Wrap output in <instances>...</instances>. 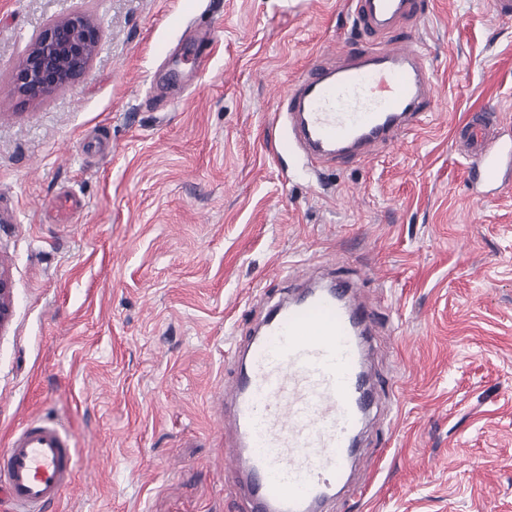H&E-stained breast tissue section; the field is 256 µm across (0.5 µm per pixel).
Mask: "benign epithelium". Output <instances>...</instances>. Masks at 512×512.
Returning <instances> with one entry per match:
<instances>
[{
  "label": "benign epithelium",
  "mask_w": 512,
  "mask_h": 512,
  "mask_svg": "<svg viewBox=\"0 0 512 512\" xmlns=\"http://www.w3.org/2000/svg\"><path fill=\"white\" fill-rule=\"evenodd\" d=\"M100 32L81 15L52 20L35 37L12 75L13 91L39 101L82 78L93 59ZM9 279L0 271V325L10 313Z\"/></svg>",
  "instance_id": "benign-epithelium-1"
}]
</instances>
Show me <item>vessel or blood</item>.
<instances>
[{"label":"vessel or blood","mask_w":512,"mask_h":512,"mask_svg":"<svg viewBox=\"0 0 512 512\" xmlns=\"http://www.w3.org/2000/svg\"><path fill=\"white\" fill-rule=\"evenodd\" d=\"M366 40L342 64L316 60L281 90L276 110L310 164L365 156L420 125L435 102L423 54L385 33L406 17L423 20L417 0H352ZM470 161L468 180L485 196L512 181V137L494 115L457 129ZM353 283L329 282L270 308L243 350L237 379L217 395L225 479L234 512H322L347 472L360 429L377 404L365 367L376 323ZM78 449L51 421H31L0 448V495L20 512H39L72 486Z\"/></svg>","instance_id":"b4317fda"}]
</instances>
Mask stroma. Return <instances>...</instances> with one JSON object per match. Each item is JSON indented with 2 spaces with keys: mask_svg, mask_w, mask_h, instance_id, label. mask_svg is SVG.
Segmentation results:
<instances>
[{
  "mask_svg": "<svg viewBox=\"0 0 512 512\" xmlns=\"http://www.w3.org/2000/svg\"><path fill=\"white\" fill-rule=\"evenodd\" d=\"M349 0H0V448L59 419L80 460L46 512H229L217 385L258 317L332 268L380 322L369 369L398 389L331 512H512V182L474 201L454 130L512 129V20L427 0L404 23L439 108L368 160L319 165L273 104L356 37ZM102 38L35 103L9 87L51 20ZM80 201L70 221L53 209Z\"/></svg>",
  "mask_w": 512,
  "mask_h": 512,
  "instance_id": "35a3bbf8",
  "label": "stroma"
}]
</instances>
